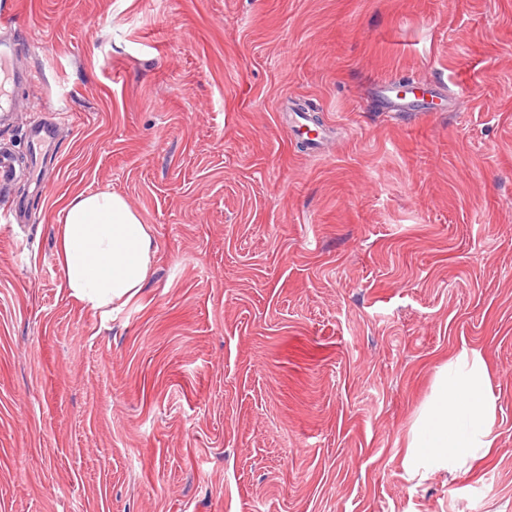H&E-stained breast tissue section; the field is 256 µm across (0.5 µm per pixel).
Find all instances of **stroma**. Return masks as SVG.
I'll list each match as a JSON object with an SVG mask.
<instances>
[{"label":"stroma","instance_id":"35a3bbf8","mask_svg":"<svg viewBox=\"0 0 512 512\" xmlns=\"http://www.w3.org/2000/svg\"><path fill=\"white\" fill-rule=\"evenodd\" d=\"M7 6L31 79L0 121V512H512V0ZM405 78L444 111L368 94ZM97 191L156 243L108 322L55 260ZM465 351L495 444L410 476Z\"/></svg>","mask_w":512,"mask_h":512}]
</instances>
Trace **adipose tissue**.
<instances>
[{"instance_id": "obj_1", "label": "adipose tissue", "mask_w": 512, "mask_h": 512, "mask_svg": "<svg viewBox=\"0 0 512 512\" xmlns=\"http://www.w3.org/2000/svg\"><path fill=\"white\" fill-rule=\"evenodd\" d=\"M55 227L56 259L69 294L102 319L137 296L152 273L155 243L125 198L79 193ZM494 404L480 356L460 354L438 373L433 394L411 428L406 460L435 472L492 448Z\"/></svg>"}]
</instances>
